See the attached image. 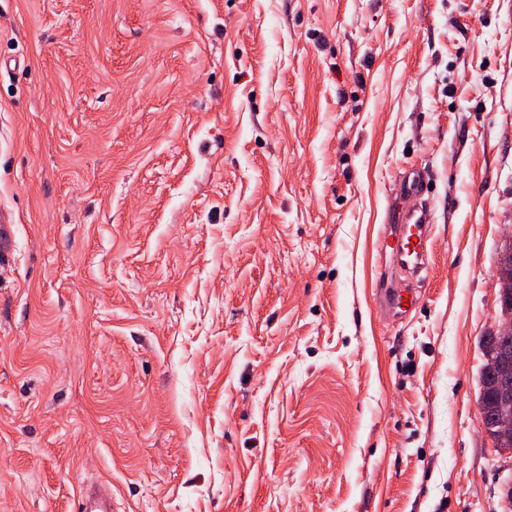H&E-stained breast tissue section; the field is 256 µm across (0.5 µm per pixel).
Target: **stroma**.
I'll list each match as a JSON object with an SVG mask.
<instances>
[{
	"mask_svg": "<svg viewBox=\"0 0 512 512\" xmlns=\"http://www.w3.org/2000/svg\"><path fill=\"white\" fill-rule=\"evenodd\" d=\"M0 218V512H501L512 0H0ZM424 177L419 168L409 170L399 181L396 195L410 200L409 205L394 206L387 211L386 224H383V247L388 253L391 269L403 276L393 280L391 274L383 276L378 295L380 303L387 309H398L401 316L408 315L413 304L414 287L417 278L427 267L426 242L430 237L434 216L423 199ZM412 237L417 239L412 243ZM408 295V298H404ZM408 300V306L403 305ZM14 263L13 257V232L11 224L0 225V274L7 276ZM75 505L76 512H112V487L105 483L83 484Z\"/></svg>",
	"mask_w": 512,
	"mask_h": 512,
	"instance_id": "1",
	"label": "stroma"
}]
</instances>
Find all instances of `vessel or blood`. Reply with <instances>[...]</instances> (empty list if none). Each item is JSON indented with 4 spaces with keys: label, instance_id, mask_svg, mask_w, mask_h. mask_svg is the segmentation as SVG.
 <instances>
[{
    "label": "vessel or blood",
    "instance_id": "1",
    "mask_svg": "<svg viewBox=\"0 0 512 512\" xmlns=\"http://www.w3.org/2000/svg\"><path fill=\"white\" fill-rule=\"evenodd\" d=\"M424 177L420 169L409 170L399 181L397 197L404 206L388 210L383 226V246L392 268L382 279L379 300L383 307L408 315L405 297L416 292L415 282L427 267L426 242L434 216L424 199ZM13 232L11 225H0V274L13 267ZM75 512H112V488L105 483L82 486L75 500Z\"/></svg>",
    "mask_w": 512,
    "mask_h": 512
}]
</instances>
